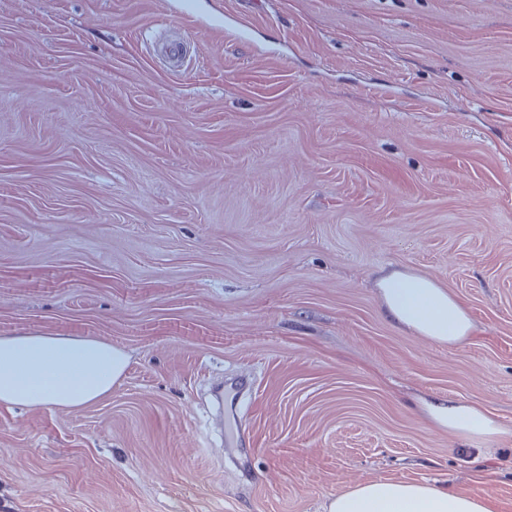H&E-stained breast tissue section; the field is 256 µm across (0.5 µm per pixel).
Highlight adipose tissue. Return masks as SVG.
I'll return each instance as SVG.
<instances>
[{"label":"adipose tissue","mask_w":512,"mask_h":512,"mask_svg":"<svg viewBox=\"0 0 512 512\" xmlns=\"http://www.w3.org/2000/svg\"><path fill=\"white\" fill-rule=\"evenodd\" d=\"M381 307L396 326L448 346L475 333L459 298L432 278L393 270L376 282ZM126 366L122 350L90 337L54 336L36 330L0 335V404L29 408L84 406L106 398ZM431 421L468 440L502 434L482 406L457 399L425 403ZM327 512H491L477 492L460 493L418 481L375 479L331 496Z\"/></svg>","instance_id":"ef3b65f1"}]
</instances>
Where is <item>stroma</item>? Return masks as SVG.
<instances>
[{"mask_svg":"<svg viewBox=\"0 0 512 512\" xmlns=\"http://www.w3.org/2000/svg\"><path fill=\"white\" fill-rule=\"evenodd\" d=\"M387 268L470 342L393 326ZM21 330L127 365L84 407L0 406V512H324L374 479L512 512V0H0ZM376 288L387 318L415 336L448 346L474 336L475 326L464 304L422 273L393 270L378 278ZM423 405L434 425L461 438L483 441L504 432L491 414L478 404L448 398Z\"/></svg>","mask_w":512,"mask_h":512,"instance_id":"obj_1","label":"stroma"}]
</instances>
